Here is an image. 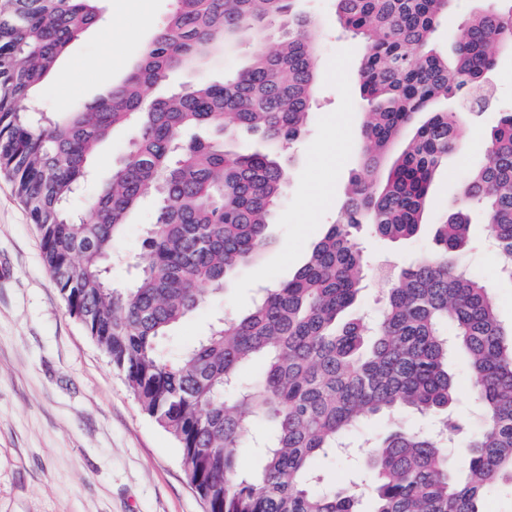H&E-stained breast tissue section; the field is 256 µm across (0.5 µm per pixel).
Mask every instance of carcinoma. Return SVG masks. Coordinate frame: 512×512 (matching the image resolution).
I'll use <instances>...</instances> for the list:
<instances>
[{
  "label": "carcinoma",
  "mask_w": 512,
  "mask_h": 512,
  "mask_svg": "<svg viewBox=\"0 0 512 512\" xmlns=\"http://www.w3.org/2000/svg\"><path fill=\"white\" fill-rule=\"evenodd\" d=\"M100 2L11 0L0 11V172L38 226L67 313L178 442L207 512H361L353 487L321 488L318 460L336 454L361 420L397 410L434 415L439 427L397 428L370 444L366 512H486L488 491L512 492V330L502 327L490 288L456 262L476 206L512 277V112L491 126L487 160L464 177L459 208L437 216L438 249L380 273L386 288L371 325L342 318L366 279L355 232L417 233L433 176L464 133V119L439 105L489 91L500 50H512V0H493L461 23L451 56L434 39L451 0H336L339 24L363 47L367 178L352 182L337 221L291 279L174 353L165 350L170 331L267 245L283 153L310 119L312 22L294 11L295 0H174L138 63L98 100L60 115L38 111L61 57L100 20ZM265 21L281 23V39L263 42L245 67L168 88L172 72L203 70L261 38ZM118 129L133 132L130 148L78 213L72 201ZM240 132L265 149L229 148ZM147 198L153 221L131 282L117 288L107 262ZM458 353L481 410L474 421L450 410V355ZM251 363L258 371L245 380ZM458 435L466 446L456 458L445 440ZM240 448L261 457L258 473L239 469Z\"/></svg>",
  "instance_id": "1"
}]
</instances>
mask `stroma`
I'll use <instances>...</instances> for the list:
<instances>
[{"label":"stroma","mask_w":512,"mask_h":512,"mask_svg":"<svg viewBox=\"0 0 512 512\" xmlns=\"http://www.w3.org/2000/svg\"><path fill=\"white\" fill-rule=\"evenodd\" d=\"M317 25L320 76L308 129L289 150L292 162L282 205L268 227L259 260L243 269L224 293L179 325L167 348L180 350L206 333L218 313L250 307L265 285L287 281L313 244L333 223L349 180L362 174V117L358 69L361 49L336 24L335 0H299ZM103 16L73 42L58 73L41 92L45 111H72L99 98L122 78L144 45L164 24L172 0H103ZM494 98L486 111L466 115V141L437 171L430 211L454 210L461 178L487 160L486 131L512 110V52L503 53L490 76ZM117 132L101 146L94 179L74 201L85 209L101 181L128 147ZM151 202L132 216L110 262L114 283L128 284ZM470 242L462 262L493 291L500 319L512 323V281L500 274L480 212L470 214ZM434 227L409 239L360 234L370 275L360 307L372 309L384 283L381 265L400 268L434 248ZM0 512H205L181 466L177 441L140 409L106 354L70 317L46 269L36 225L0 173Z\"/></svg>","instance_id":"1"}]
</instances>
